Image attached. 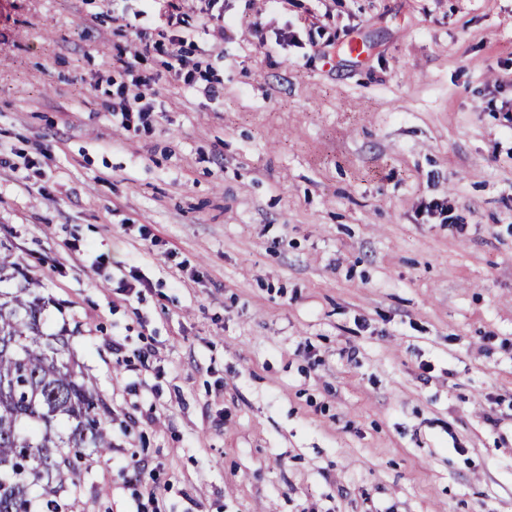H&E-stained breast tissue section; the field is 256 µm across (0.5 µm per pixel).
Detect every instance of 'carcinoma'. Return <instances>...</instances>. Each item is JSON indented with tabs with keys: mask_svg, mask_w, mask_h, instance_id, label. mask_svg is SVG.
<instances>
[{
	"mask_svg": "<svg viewBox=\"0 0 512 512\" xmlns=\"http://www.w3.org/2000/svg\"><path fill=\"white\" fill-rule=\"evenodd\" d=\"M20 274L0 244V284ZM0 288V512H68L60 494L112 448V410L65 336L48 334L46 298Z\"/></svg>",
	"mask_w": 512,
	"mask_h": 512,
	"instance_id": "1",
	"label": "carcinoma"
}]
</instances>
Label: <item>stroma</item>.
<instances>
[{
    "mask_svg": "<svg viewBox=\"0 0 512 512\" xmlns=\"http://www.w3.org/2000/svg\"><path fill=\"white\" fill-rule=\"evenodd\" d=\"M176 5L0 0V241L112 409L63 499L512 512V0ZM185 37L178 36L171 40V55L178 61V68L174 70L176 80L182 81L184 84L192 85L194 81L193 71L187 69L186 61L183 58L184 43H186ZM186 70V71H185ZM155 81L148 75L133 78L134 91L129 94L128 87L118 88L117 93L122 97L119 109L112 106V116L120 114L119 124L129 129L132 124L144 119L147 112H153L152 100L155 94Z\"/></svg>",
    "mask_w": 512,
    "mask_h": 512,
    "instance_id": "obj_1",
    "label": "stroma"
}]
</instances>
